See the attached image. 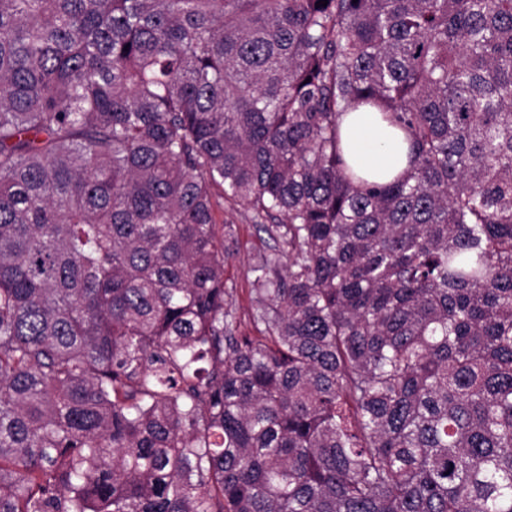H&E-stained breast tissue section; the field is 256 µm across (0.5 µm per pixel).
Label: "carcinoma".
Returning a JSON list of instances; mask_svg holds the SVG:
<instances>
[{
    "instance_id": "1",
    "label": "carcinoma",
    "mask_w": 512,
    "mask_h": 512,
    "mask_svg": "<svg viewBox=\"0 0 512 512\" xmlns=\"http://www.w3.org/2000/svg\"><path fill=\"white\" fill-rule=\"evenodd\" d=\"M317 2L0 0V512H512V0ZM341 134L350 163L369 182H390L407 165L404 134L382 121L379 112L368 107L347 112ZM216 229L224 230V285L230 293L233 311L232 329L236 336H258L259 329L253 321L255 292L253 281L257 273L252 270L261 256L271 252L276 243L263 231H259L250 212L221 201L215 214ZM227 225V226H225ZM231 226V236L225 230Z\"/></svg>"
}]
</instances>
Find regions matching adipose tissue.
Wrapping results in <instances>:
<instances>
[{"instance_id":"obj_1","label":"adipose tissue","mask_w":512,"mask_h":512,"mask_svg":"<svg viewBox=\"0 0 512 512\" xmlns=\"http://www.w3.org/2000/svg\"><path fill=\"white\" fill-rule=\"evenodd\" d=\"M341 134L350 163L368 181L390 182L407 165L403 133L382 121L379 113L369 108L361 107L347 113Z\"/></svg>"}]
</instances>
